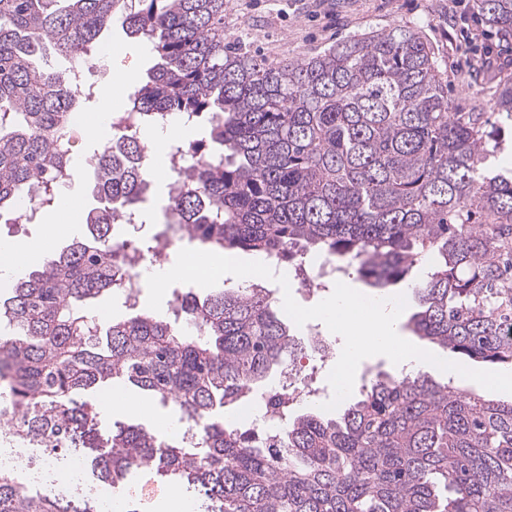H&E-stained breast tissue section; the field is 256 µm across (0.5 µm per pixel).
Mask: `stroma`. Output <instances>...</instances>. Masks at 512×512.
I'll use <instances>...</instances> for the list:
<instances>
[{
	"mask_svg": "<svg viewBox=\"0 0 512 512\" xmlns=\"http://www.w3.org/2000/svg\"><path fill=\"white\" fill-rule=\"evenodd\" d=\"M474 10L473 0H224V41L269 60H302L347 37L408 25L426 36L446 69L452 105L467 108L478 101L489 112L494 101L485 85L465 81L469 69L462 33L470 31L476 46L492 44L494 62L482 68L485 76H512V48L491 40L485 26L472 24ZM105 42L125 47L127 53L94 64L88 74L93 88L112 82L114 68L131 67L141 77L152 64L151 56L139 54V41L129 38L120 24H113ZM92 181L85 167L74 166L71 185L78 194L69 203L71 225L50 241L48 253L85 235Z\"/></svg>",
	"mask_w": 512,
	"mask_h": 512,
	"instance_id": "stroma-1",
	"label": "stroma"
}]
</instances>
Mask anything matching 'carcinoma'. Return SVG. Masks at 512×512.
I'll use <instances>...</instances> for the list:
<instances>
[{"label": "carcinoma", "instance_id": "carcinoma-1", "mask_svg": "<svg viewBox=\"0 0 512 512\" xmlns=\"http://www.w3.org/2000/svg\"><path fill=\"white\" fill-rule=\"evenodd\" d=\"M512 35V0H475ZM121 23L154 54L130 96L136 129L97 143L88 234L0 297V422L50 454L82 448L86 471L119 488L148 468L200 494L201 512H512V402L417 372L379 371L332 411L311 407L257 446L226 423L297 349L266 288L181 299L188 328L144 312L105 328L85 305L120 288L112 226L138 222L149 192L139 130L165 119L206 137L169 197L191 237L290 263L315 250L354 266L376 296L407 283L405 328L453 356L512 367V176L492 160L512 140V77L496 112L455 109L434 49L395 25L305 60L273 63L224 44V0H0V218L54 207L71 165L55 145L91 87L74 72ZM114 383L170 405L190 436L141 424L103 436L86 396ZM0 512H98L0 469Z\"/></svg>", "mask_w": 512, "mask_h": 512}]
</instances>
